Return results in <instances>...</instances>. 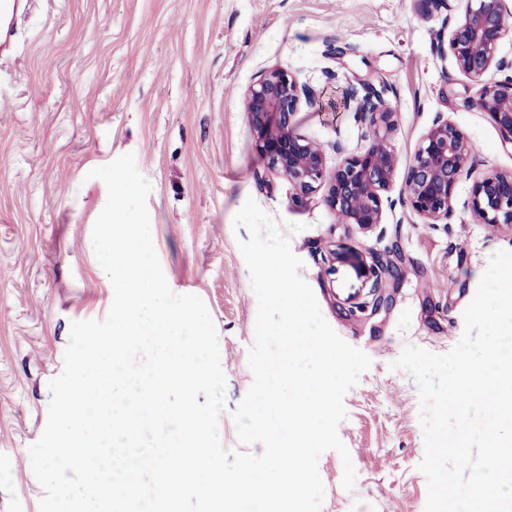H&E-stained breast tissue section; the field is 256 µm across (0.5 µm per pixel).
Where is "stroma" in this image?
<instances>
[{
  "mask_svg": "<svg viewBox=\"0 0 512 512\" xmlns=\"http://www.w3.org/2000/svg\"><path fill=\"white\" fill-rule=\"evenodd\" d=\"M445 5L416 0H37L0 55V512H39L44 490L29 448L41 437L49 383L63 370L76 321L104 320L112 284L92 243L107 201L95 167L131 153L150 181L152 240L170 289L206 304L224 358L222 446L239 449L231 412L253 376L257 298L233 220L254 199L303 260L321 313L372 359L344 396L338 434L356 469L352 489L329 450L318 461L321 512H424L427 485L416 382L392 363L410 345L443 354L491 256L512 230L474 223L455 192L448 223H421L402 195L405 166L438 113L472 144L481 169H512V145L474 104L477 86L442 49ZM281 66L312 94L299 135L335 165L366 148L351 91L378 94L397 113L400 156L383 222L339 223L321 194L293 200L254 146L242 93ZM399 249L403 274L373 311L347 259Z\"/></svg>",
  "mask_w": 512,
  "mask_h": 512,
  "instance_id": "obj_1",
  "label": "stroma"
}]
</instances>
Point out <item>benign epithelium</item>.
Masks as SVG:
<instances>
[{"label":"benign epithelium","mask_w":512,"mask_h":512,"mask_svg":"<svg viewBox=\"0 0 512 512\" xmlns=\"http://www.w3.org/2000/svg\"><path fill=\"white\" fill-rule=\"evenodd\" d=\"M512 18V0H456L448 4V52L457 68L478 85L475 105L512 143V59L498 54ZM496 71L503 78L485 80ZM357 118L374 132L372 143L335 166L323 147L295 132L296 117L310 103L308 90L282 67L262 71L244 91L243 107L255 149L268 171L286 179L294 202L303 204L322 190L323 201L342 224L370 231L383 221L382 198L394 181L399 157L391 136L396 113L380 98L352 97ZM472 180L466 206L478 224L512 229V170L475 173L469 139L448 116L438 115L423 133L410 160L403 192L424 224H446L454 194L463 179ZM359 288L381 287L383 276L396 279L400 265L376 259L355 265Z\"/></svg>","instance_id":"1"}]
</instances>
